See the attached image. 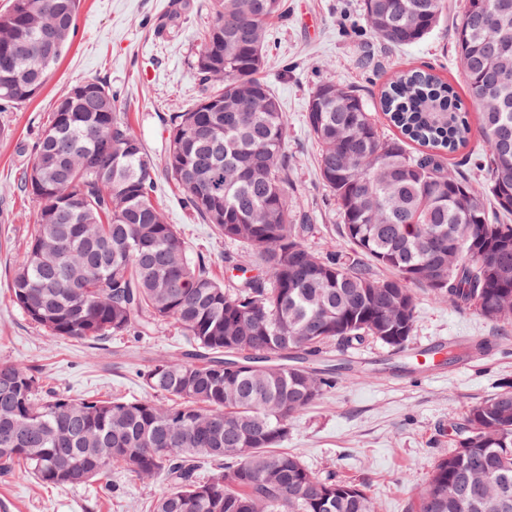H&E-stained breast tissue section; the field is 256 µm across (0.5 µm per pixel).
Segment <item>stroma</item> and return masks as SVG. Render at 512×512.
Returning <instances> with one entry per match:
<instances>
[{
    "instance_id": "obj_1",
    "label": "stroma",
    "mask_w": 512,
    "mask_h": 512,
    "mask_svg": "<svg viewBox=\"0 0 512 512\" xmlns=\"http://www.w3.org/2000/svg\"><path fill=\"white\" fill-rule=\"evenodd\" d=\"M173 0H82L71 43L40 95L0 112V363L42 366L52 387L72 397L132 399L143 395L138 373L153 359L181 355L189 344L173 326L152 335L115 336L90 345L56 338L29 323L14 305L9 283L36 222L38 205L24 194L20 178L33 160V145L48 124L58 94L86 79L107 83L147 149L163 156L167 132L162 116L180 112L204 94L195 60L199 34L211 18L212 0H185L177 27H166ZM447 18L421 43L384 48L367 28L362 0H288V16L275 21L264 75L288 118V151L294 157L290 187L316 233L312 245L324 250L338 237L336 208L317 174L318 146L305 123L309 95L332 80L360 91L378 113L385 135L397 130L380 116L379 96L390 72L404 63L429 64L455 87L453 29L466 0H449ZM156 201L177 226L190 254L208 257L213 276L227 280L224 257L237 244L200 223L184 195L157 172ZM455 338L488 344L485 355L421 368L389 358L380 343L328 356L345 359L343 382L288 423L287 448L316 476L333 473L364 485L378 512H411L437 462L455 449L451 424L469 406L512 380V324L503 326L419 295L410 347ZM113 493L98 486L46 489L20 471L0 478V512H145L168 489L160 478L139 480L113 470Z\"/></svg>"
}]
</instances>
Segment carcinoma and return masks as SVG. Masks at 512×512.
<instances>
[{
  "label": "carcinoma",
  "mask_w": 512,
  "mask_h": 512,
  "mask_svg": "<svg viewBox=\"0 0 512 512\" xmlns=\"http://www.w3.org/2000/svg\"><path fill=\"white\" fill-rule=\"evenodd\" d=\"M499 2L496 29L482 23ZM364 0L387 48L426 37L448 0ZM81 0H12L0 13V107L39 92L48 66L20 46L65 23L74 35ZM283 0H212L195 68L211 92L169 115L165 169L194 214L243 245L246 261L225 287L204 255L188 254L155 202L157 158L120 111L111 89L65 109L64 89L20 188L38 203L36 228L15 265L13 302L48 334L96 344L177 326L192 345L140 373L138 399H73L47 387L43 368L0 364V477L23 468L47 488L97 482L114 469L162 476L170 490L149 512H372L361 484L318 478L282 448L288 420L341 379L323 347L373 340L401 351L415 328L416 291L502 324L512 322V0H467L454 29L470 102L433 69L394 71L381 110L402 137H385L363 96L331 80L310 94L306 123L319 177L336 200L341 242L321 252L289 192L288 120L261 77L270 20ZM334 99L311 104L327 87ZM244 103L236 116L216 106ZM474 108L486 177L451 173L443 155L466 147ZM427 149L414 155L408 142ZM75 166L34 182L44 152ZM445 246L438 282L421 270ZM350 248L344 254L343 246ZM391 271L381 277L379 269ZM485 344L448 343V362ZM456 450L418 494V512H512V385L470 406Z\"/></svg>",
  "instance_id": "obj_1"
}]
</instances>
